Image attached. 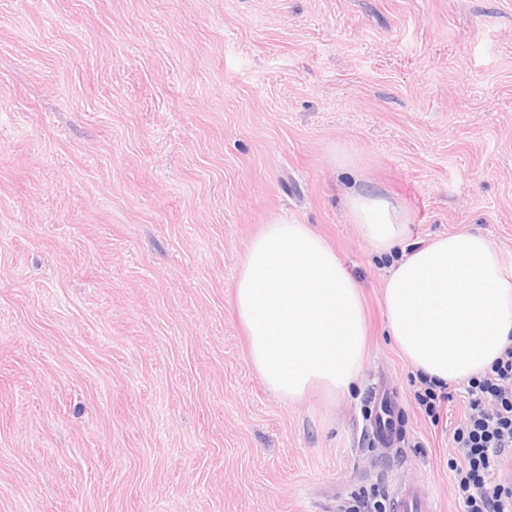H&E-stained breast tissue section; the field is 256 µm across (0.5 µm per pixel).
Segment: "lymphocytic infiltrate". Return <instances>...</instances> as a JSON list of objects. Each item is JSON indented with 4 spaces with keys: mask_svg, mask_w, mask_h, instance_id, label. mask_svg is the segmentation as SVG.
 Listing matches in <instances>:
<instances>
[{
    "mask_svg": "<svg viewBox=\"0 0 512 512\" xmlns=\"http://www.w3.org/2000/svg\"><path fill=\"white\" fill-rule=\"evenodd\" d=\"M463 416L452 433L454 491L462 512H512V483L499 478L512 453V344L467 382Z\"/></svg>",
    "mask_w": 512,
    "mask_h": 512,
    "instance_id": "lymphocytic-infiltrate-1",
    "label": "lymphocytic infiltrate"
}]
</instances>
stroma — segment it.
I'll list each match as a JSON object with an SVG mask.
<instances>
[{
  "mask_svg": "<svg viewBox=\"0 0 512 512\" xmlns=\"http://www.w3.org/2000/svg\"><path fill=\"white\" fill-rule=\"evenodd\" d=\"M355 187L406 206L409 246L484 235L512 281V0H0V512H341L409 481L461 512L464 387L439 422L419 406ZM280 217L361 287L366 361L333 401L268 391L234 315ZM392 392L386 385L372 388L368 396L369 418L364 425L365 436L373 446L393 448L400 442L401 429L393 408Z\"/></svg>",
  "mask_w": 512,
  "mask_h": 512,
  "instance_id": "1",
  "label": "stroma"
}]
</instances>
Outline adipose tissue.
Wrapping results in <instances>:
<instances>
[{
    "mask_svg": "<svg viewBox=\"0 0 512 512\" xmlns=\"http://www.w3.org/2000/svg\"><path fill=\"white\" fill-rule=\"evenodd\" d=\"M347 205L375 253L399 255L383 302L405 362L444 384L488 370L512 341V283L485 237L460 232L407 250L401 202L355 189ZM233 307L253 367L278 396L297 401L318 388L333 397L359 380L367 352L360 286L310 225H263L237 270Z\"/></svg>",
    "mask_w": 512,
    "mask_h": 512,
    "instance_id": "obj_1",
    "label": "adipose tissue"
}]
</instances>
